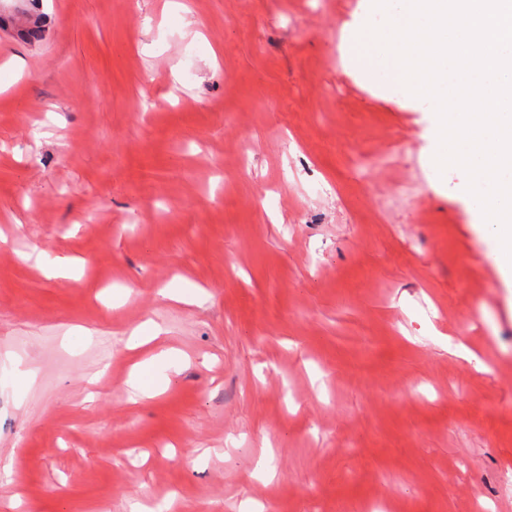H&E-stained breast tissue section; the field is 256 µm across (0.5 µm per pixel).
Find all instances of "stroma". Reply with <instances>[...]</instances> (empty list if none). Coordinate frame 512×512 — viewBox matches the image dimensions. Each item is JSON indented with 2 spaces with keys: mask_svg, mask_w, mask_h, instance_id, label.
<instances>
[{
  "mask_svg": "<svg viewBox=\"0 0 512 512\" xmlns=\"http://www.w3.org/2000/svg\"><path fill=\"white\" fill-rule=\"evenodd\" d=\"M367 7L0 0L18 512H512V281L464 170L433 178L427 113L346 60ZM161 350L179 369L129 401ZM178 364L179 362L174 359L173 353L171 351H160L159 353L152 355L150 358L134 366L132 376L129 381L130 385L133 389L137 390L144 396L150 397L155 394L160 386L154 384L153 382L150 386L144 381V376L153 373L164 377V371L170 370L172 368L176 369Z\"/></svg>",
  "mask_w": 512,
  "mask_h": 512,
  "instance_id": "obj_1",
  "label": "stroma"
}]
</instances>
